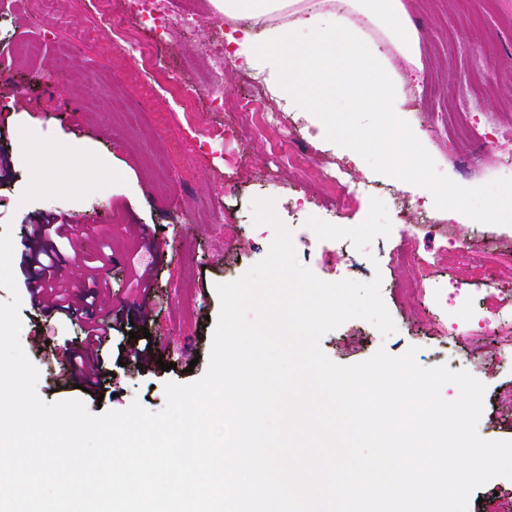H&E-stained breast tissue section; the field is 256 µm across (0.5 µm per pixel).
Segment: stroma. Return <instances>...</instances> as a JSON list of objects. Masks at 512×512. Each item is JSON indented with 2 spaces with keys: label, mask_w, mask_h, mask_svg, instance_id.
I'll return each instance as SVG.
<instances>
[{
  "label": "stroma",
  "mask_w": 512,
  "mask_h": 512,
  "mask_svg": "<svg viewBox=\"0 0 512 512\" xmlns=\"http://www.w3.org/2000/svg\"><path fill=\"white\" fill-rule=\"evenodd\" d=\"M415 24L422 71L406 84L399 120L413 142L385 133L388 117L343 105L341 120L361 138L357 158L338 141L316 138L310 114L289 111L261 84L264 116L240 120L256 74L240 59L224 60L225 108L206 95L186 104L182 89L207 79L202 45L223 44L229 27L216 0H197L195 21L170 32L142 27L136 52L114 56L92 45L112 29L111 0H0V231L13 239V272L21 298L19 342L39 371L37 393L48 403L78 398L92 414L132 402L151 411L165 404L164 385L186 384L206 371L219 314L216 284L241 277L268 253L272 226L253 222L254 199H271L290 230L299 263L319 279L381 278V297L396 330L382 335L351 319L325 333L320 348L352 365L378 350L439 366L452 347L464 371L486 392L478 432L512 441V407L497 390L512 387V297L486 289L494 278L512 284V223L483 217L488 203L512 191V143L497 127H512V0H404ZM483 72L495 94L467 114L483 137L473 163L459 160L448 133V80L467 85ZM148 114L147 127L128 115ZM306 144L291 162L281 143ZM346 168V188L325 172ZM465 188L463 201L438 187ZM223 222L214 225V211ZM61 214L88 225L86 235L48 241L61 255L59 276L88 289L84 261L109 254L116 276L110 300L96 311L113 324L102 352L98 388L83 391L59 373L67 349L82 339L78 320L34 304L25 286L24 227L32 216ZM422 256L424 268L399 262ZM152 274L149 297L130 286L131 267ZM421 292L407 300L409 284ZM465 288L470 310L459 308ZM488 316L478 327L469 311ZM147 335H131V327ZM150 347L141 363L133 349ZM467 512H512V479L497 477L470 497Z\"/></svg>",
  "instance_id": "stroma-1"
}]
</instances>
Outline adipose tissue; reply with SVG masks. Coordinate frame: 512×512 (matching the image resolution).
<instances>
[{
	"label": "adipose tissue",
	"mask_w": 512,
	"mask_h": 512,
	"mask_svg": "<svg viewBox=\"0 0 512 512\" xmlns=\"http://www.w3.org/2000/svg\"><path fill=\"white\" fill-rule=\"evenodd\" d=\"M224 16L264 22L259 35L236 39L237 54L265 72L293 109L314 113L319 136L352 151L357 140L338 121V102L400 111L405 82L389 55L408 70L421 66L403 0H224Z\"/></svg>",
	"instance_id": "ef3b65f1"
}]
</instances>
